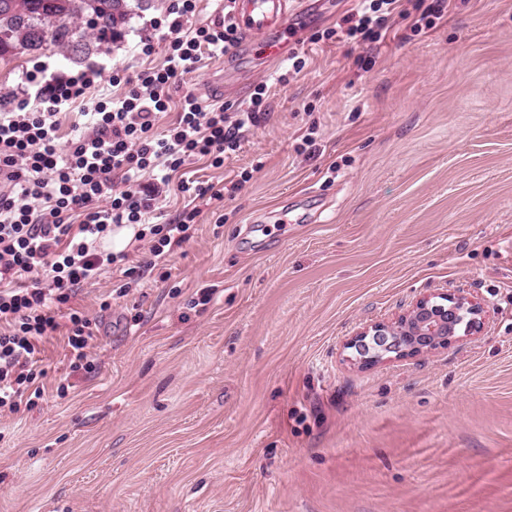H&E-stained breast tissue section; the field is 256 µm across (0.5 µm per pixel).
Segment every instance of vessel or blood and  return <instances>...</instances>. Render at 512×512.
Masks as SVG:
<instances>
[{
	"label": "vessel or blood",
	"instance_id": "b4317fda",
	"mask_svg": "<svg viewBox=\"0 0 512 512\" xmlns=\"http://www.w3.org/2000/svg\"><path fill=\"white\" fill-rule=\"evenodd\" d=\"M294 12L292 0H236V23L245 41L262 43L269 56L278 59L287 52L283 38Z\"/></svg>",
	"mask_w": 512,
	"mask_h": 512
}]
</instances>
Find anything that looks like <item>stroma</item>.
I'll return each mask as SVG.
<instances>
[{
	"label": "stroma",
	"instance_id": "stroma-1",
	"mask_svg": "<svg viewBox=\"0 0 512 512\" xmlns=\"http://www.w3.org/2000/svg\"><path fill=\"white\" fill-rule=\"evenodd\" d=\"M419 1L379 41L313 44L357 2L310 0L305 69L223 167L192 166L223 205L127 296L117 272L78 293L91 365L44 342V397L0 415V512H512V0H447L416 33ZM169 4L66 70L162 62ZM278 67L238 50L180 89L232 110ZM446 290L481 303V331L353 364L364 325Z\"/></svg>",
	"mask_w": 512,
	"mask_h": 512
}]
</instances>
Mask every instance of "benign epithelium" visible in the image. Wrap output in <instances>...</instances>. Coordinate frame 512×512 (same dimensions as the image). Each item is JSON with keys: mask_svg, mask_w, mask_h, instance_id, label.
Instances as JSON below:
<instances>
[{"mask_svg": "<svg viewBox=\"0 0 512 512\" xmlns=\"http://www.w3.org/2000/svg\"><path fill=\"white\" fill-rule=\"evenodd\" d=\"M483 319V307L472 298L432 293L418 297L393 320L363 327L345 346L356 350L360 368L415 359L448 347L460 331L466 336L480 331Z\"/></svg>", "mask_w": 512, "mask_h": 512, "instance_id": "benign-epithelium-1", "label": "benign epithelium"}]
</instances>
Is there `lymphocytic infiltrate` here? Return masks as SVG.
<instances>
[{
    "label": "lymphocytic infiltrate",
    "instance_id": "lymphocytic-infiltrate-1",
    "mask_svg": "<svg viewBox=\"0 0 512 512\" xmlns=\"http://www.w3.org/2000/svg\"><path fill=\"white\" fill-rule=\"evenodd\" d=\"M398 2L359 0L342 20L346 35L376 41ZM199 4L172 0L161 66L130 77L95 63L73 74L47 59L0 92V414L43 396L41 345L58 330L66 332L73 367L90 358L99 323L71 302L83 285L128 262V253L104 249L112 231L135 227V241L148 245V266L166 262L190 241L199 211L186 208L156 224L159 198L174 185L196 199L223 201V190L181 178V170L204 158L223 166L264 116L271 84H288L306 65L290 52V69L260 82L232 113L189 91L173 98L204 56L225 54L239 41L231 11L195 24ZM104 76L124 92L99 99L61 147L63 115Z\"/></svg>",
    "mask_w": 512,
    "mask_h": 512
}]
</instances>
